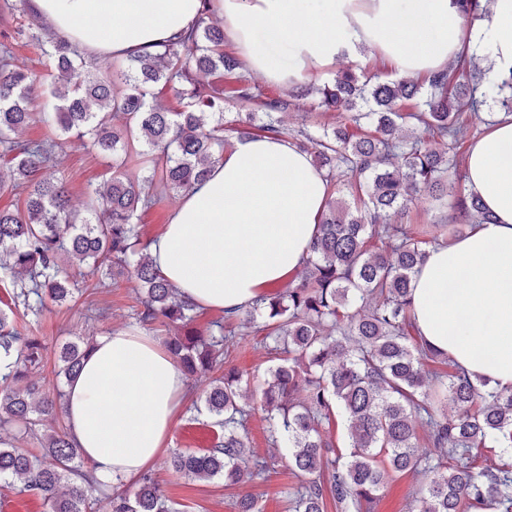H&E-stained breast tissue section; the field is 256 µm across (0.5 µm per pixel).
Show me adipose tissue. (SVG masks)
Instances as JSON below:
<instances>
[{
    "label": "adipose tissue",
    "instance_id": "obj_1",
    "mask_svg": "<svg viewBox=\"0 0 512 512\" xmlns=\"http://www.w3.org/2000/svg\"><path fill=\"white\" fill-rule=\"evenodd\" d=\"M247 71L291 84L367 51L408 77L484 50L491 76L512 69V0L475 20L452 0H214ZM49 31L111 58L154 52L194 24L200 0H25ZM466 187L492 219L429 248L410 294L418 336L471 377L512 392V120L467 146ZM329 183L293 141L236 140L182 197L148 252L190 302L235 312L294 280L326 210ZM185 377L154 337H98L65 388V421L99 481L130 482L153 465L183 405Z\"/></svg>",
    "mask_w": 512,
    "mask_h": 512
}]
</instances>
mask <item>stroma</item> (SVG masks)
Here are the masks:
<instances>
[{
  "label": "stroma",
  "instance_id": "1",
  "mask_svg": "<svg viewBox=\"0 0 512 512\" xmlns=\"http://www.w3.org/2000/svg\"><path fill=\"white\" fill-rule=\"evenodd\" d=\"M35 23L22 0H0V50H8L16 65L40 73L45 64L42 49L27 35L28 28ZM57 174L66 184L72 208L80 211L87 201V187L103 184L111 177L112 168L108 158L92 152L72 137L57 151ZM141 309L131 283L121 280L87 290L74 301L49 305L37 315L17 307L9 317L21 333L41 336L47 347L44 365L36 376L38 384L47 390H62L66 381L57 375V355L64 344L126 327H138L147 335L161 336L159 323L139 321ZM268 345L263 334L240 335L226 358L228 366L243 374L240 403L251 411L247 422L250 446L258 455L266 457L267 470L261 476L228 487L219 478L187 479L170 468L169 454L198 451L212 443L203 399L208 380L202 377L189 381L188 396L172 429L167 454L150 468L161 493L177 512H238L237 502L245 495L254 498L258 512H291V494L300 479L288 466L287 449L272 447L269 424L263 412L255 407L256 390L275 363ZM420 487V481L410 476L389 482L378 496L375 512H410L420 495Z\"/></svg>",
  "mask_w": 512,
  "mask_h": 512
}]
</instances>
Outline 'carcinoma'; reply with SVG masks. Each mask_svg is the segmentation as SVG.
Returning <instances> with one entry per match:
<instances>
[{"label": "carcinoma", "instance_id": "cac0c4a2", "mask_svg": "<svg viewBox=\"0 0 512 512\" xmlns=\"http://www.w3.org/2000/svg\"><path fill=\"white\" fill-rule=\"evenodd\" d=\"M213 0H201L196 24L156 52L119 60L121 78L91 71L77 47L40 42L49 76L48 99L37 109V76L17 69L0 53V156L11 157L13 186L56 166V140L21 143L15 135L34 122L54 125L62 136H88L93 149L112 157V177L87 192L88 216L69 203L63 179L46 176L33 185L22 210L0 209V282L12 284L11 302L37 315L45 300L64 303L79 282L125 276L136 283L140 321L167 327L165 348L183 371L195 376L224 371L205 391L214 444L170 457L188 479H224L238 485L263 473L266 461L249 446L239 405L243 374L224 366V348L246 322L267 331L281 362L269 368L259 406L271 428V444L288 448V464L303 478L292 512H324L332 499L342 512H374L379 492L407 474L424 483L417 512H464L494 505L512 512V467H475V448H512V392L474 381L455 367L430 374L423 358L444 354L412 343L411 276L427 246L485 223L479 197L466 192L457 149L470 136L468 113L486 92L472 61L458 62L423 81L384 80L348 66L321 84L300 81L278 96L242 73L238 57L224 51V30L211 23ZM222 74L228 88L204 83ZM163 84L183 102L172 112L151 92ZM498 108L512 115V69L496 79ZM252 106L245 124L291 138L313 165L335 180L348 175L352 194L331 193L310 256L288 287L269 293L243 311L202 332L196 311L147 253L137 220L169 194L182 195L203 181L224 158V104ZM305 117L330 116L332 126L303 123L285 128L290 108ZM418 196L448 202V222L433 224L421 239L402 223ZM82 338L60 348L59 374L71 380L93 349ZM46 347L22 336L0 310V426L18 435L0 438V478H17L51 512H170L152 475L144 473L131 494L102 488L60 424L62 394L29 381ZM452 412H445L446 407ZM342 419L346 449L337 451L325 425ZM427 428L435 453L419 452L418 424ZM32 436L40 452L18 446ZM334 457H329V454Z\"/></svg>", "mask_w": 512, "mask_h": 512}]
</instances>
